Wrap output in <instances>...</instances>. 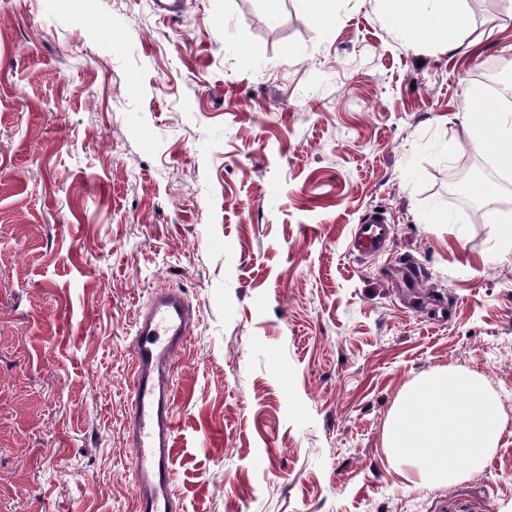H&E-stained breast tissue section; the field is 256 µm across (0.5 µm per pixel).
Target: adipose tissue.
I'll use <instances>...</instances> for the list:
<instances>
[{
  "label": "adipose tissue",
  "instance_id": "ef3b65f1",
  "mask_svg": "<svg viewBox=\"0 0 512 512\" xmlns=\"http://www.w3.org/2000/svg\"><path fill=\"white\" fill-rule=\"evenodd\" d=\"M389 19L398 26L414 24L423 34L445 37L461 32L467 24L466 13L452 0H432L423 8V0H381ZM503 110L464 113V129L475 150L493 148L503 165H512V126L505 125Z\"/></svg>",
  "mask_w": 512,
  "mask_h": 512
}]
</instances>
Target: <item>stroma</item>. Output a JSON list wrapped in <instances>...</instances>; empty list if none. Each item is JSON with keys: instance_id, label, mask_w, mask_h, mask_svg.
<instances>
[{"instance_id": "stroma-1", "label": "stroma", "mask_w": 512, "mask_h": 512, "mask_svg": "<svg viewBox=\"0 0 512 512\" xmlns=\"http://www.w3.org/2000/svg\"><path fill=\"white\" fill-rule=\"evenodd\" d=\"M459 6L445 40L379 0H0V512H134L131 345L163 287L194 317L181 512H512V243L448 199L512 0ZM375 209L394 235L364 259ZM448 369L503 428L480 472L423 483L384 423Z\"/></svg>"}]
</instances>
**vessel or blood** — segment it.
Masks as SVG:
<instances>
[{
	"label": "vessel or blood",
	"instance_id": "1",
	"mask_svg": "<svg viewBox=\"0 0 512 512\" xmlns=\"http://www.w3.org/2000/svg\"><path fill=\"white\" fill-rule=\"evenodd\" d=\"M393 233L383 212L365 215L354 247L380 251ZM192 327V308L179 290L155 291L135 324L133 377L128 417L136 512H176L172 470L176 420L171 374Z\"/></svg>",
	"mask_w": 512,
	"mask_h": 512
}]
</instances>
